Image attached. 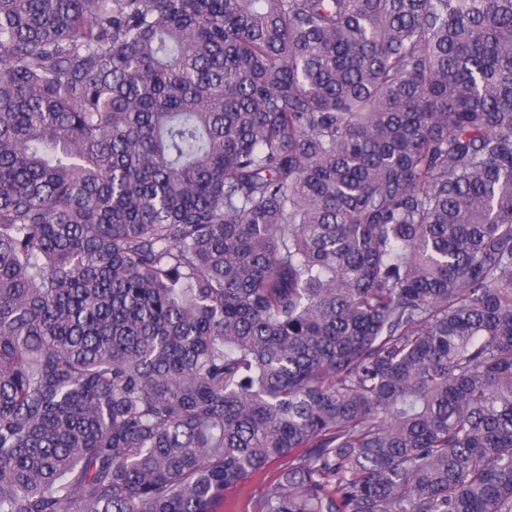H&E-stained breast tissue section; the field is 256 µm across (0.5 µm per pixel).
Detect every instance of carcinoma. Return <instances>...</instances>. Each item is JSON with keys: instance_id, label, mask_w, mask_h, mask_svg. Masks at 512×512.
<instances>
[{"instance_id": "cac0c4a2", "label": "carcinoma", "mask_w": 512, "mask_h": 512, "mask_svg": "<svg viewBox=\"0 0 512 512\" xmlns=\"http://www.w3.org/2000/svg\"><path fill=\"white\" fill-rule=\"evenodd\" d=\"M512 512V0H0V512ZM278 476L275 465L270 466L263 474L248 478L231 488L227 494V501L231 507L224 512H247L251 500L262 494Z\"/></svg>"}]
</instances>
